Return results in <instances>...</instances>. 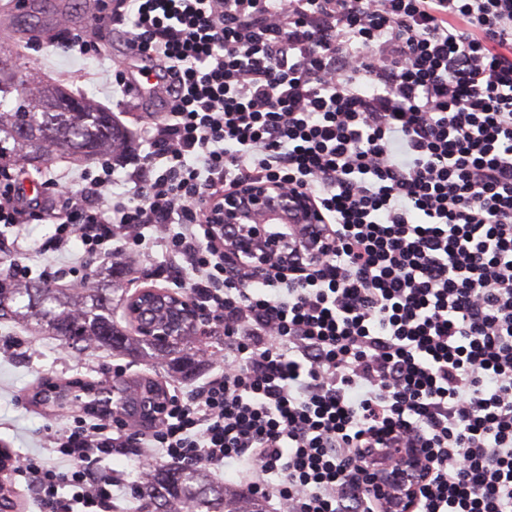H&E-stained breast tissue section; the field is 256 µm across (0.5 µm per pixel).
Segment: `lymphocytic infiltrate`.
I'll use <instances>...</instances> for the list:
<instances>
[{
	"label": "lymphocytic infiltrate",
	"instance_id": "lymphocytic-infiltrate-1",
	"mask_svg": "<svg viewBox=\"0 0 512 512\" xmlns=\"http://www.w3.org/2000/svg\"><path fill=\"white\" fill-rule=\"evenodd\" d=\"M170 108L133 188L110 159L27 200L0 159V224L52 219L41 256L132 273L152 248L224 330L222 371L159 425L78 416L19 458L38 512H112L103 458L236 475L265 512H512V0H113ZM309 191L336 249L255 287L207 205ZM410 460L406 498L379 480Z\"/></svg>",
	"mask_w": 512,
	"mask_h": 512
}]
</instances>
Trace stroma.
<instances>
[{
  "label": "stroma",
  "instance_id": "1",
  "mask_svg": "<svg viewBox=\"0 0 512 512\" xmlns=\"http://www.w3.org/2000/svg\"><path fill=\"white\" fill-rule=\"evenodd\" d=\"M56 2L46 0L47 13L36 19L30 7L18 9L12 0H0V54L23 49L26 67H42L44 80L103 100L105 92L97 81L98 70L108 66L129 74L136 70V62L125 46L123 29L118 26L102 32L101 58L66 55L58 43L63 29L85 31L98 4L96 0H64L65 8L59 11ZM111 110L125 127H146L151 119L161 118L166 105L157 92L146 89L139 94L129 93ZM83 167V162L54 156L40 163L17 164L15 173L23 181L27 197L47 201L52 192L43 183L50 173H64L76 179ZM223 347L222 330L203 327L201 335L191 337L179 349L178 356L191 359L194 365L193 372L183 374L175 367L176 356L117 355L108 347L96 345L72 348L62 337L0 319V449L13 457L41 454L46 429L65 424V411L31 401L33 392L45 380L78 377L100 382L121 372L128 378L149 375L169 386H187L195 376L217 373V366L203 361L202 353Z\"/></svg>",
  "mask_w": 512,
  "mask_h": 512
}]
</instances>
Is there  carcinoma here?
Returning <instances> with one entry per match:
<instances>
[{
    "label": "carcinoma",
    "instance_id": "cac0c4a2",
    "mask_svg": "<svg viewBox=\"0 0 512 512\" xmlns=\"http://www.w3.org/2000/svg\"><path fill=\"white\" fill-rule=\"evenodd\" d=\"M22 55L0 58V92H18L16 106L0 112V149L13 142L15 155L24 161L41 159L43 145L50 143L59 155L84 160L115 154L126 147L125 128L112 113L103 112L80 96L50 85H33L18 76ZM80 110L72 111V104ZM0 317L35 320L72 346L96 342L114 350L133 349L142 354H172L179 343L159 345L137 335L134 327H123L112 318V298L91 289L67 297L47 284L29 287L5 283L0 297ZM134 495L146 500L152 512H177L180 502H192L195 512H261L259 505L234 488L204 479V469L159 466L134 486Z\"/></svg>",
    "mask_w": 512,
    "mask_h": 512
}]
</instances>
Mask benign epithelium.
<instances>
[{"instance_id":"benign-epithelium-1","label":"benign epithelium","mask_w":512,"mask_h":512,"mask_svg":"<svg viewBox=\"0 0 512 512\" xmlns=\"http://www.w3.org/2000/svg\"><path fill=\"white\" fill-rule=\"evenodd\" d=\"M210 224L224 241V265L245 264L251 281L275 272L303 274L306 264L334 248L325 228L326 217L316 199L301 188L277 182L245 184L224 194V203L208 212ZM133 326L157 344L188 333L194 335L199 310L186 297L161 288H144L127 303ZM171 401L168 390L151 387L132 394L108 383L71 387L68 402L117 424L137 428L156 424Z\"/></svg>"}]
</instances>
